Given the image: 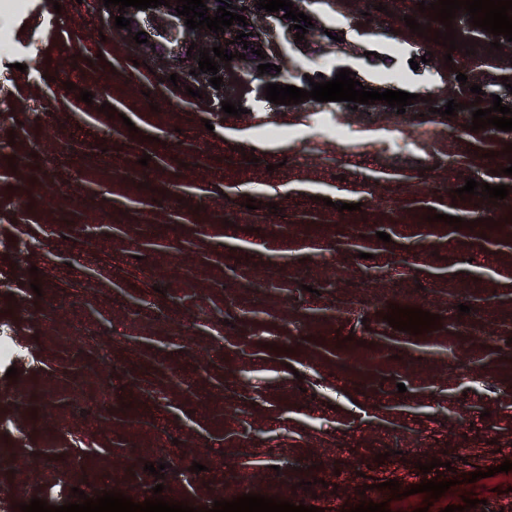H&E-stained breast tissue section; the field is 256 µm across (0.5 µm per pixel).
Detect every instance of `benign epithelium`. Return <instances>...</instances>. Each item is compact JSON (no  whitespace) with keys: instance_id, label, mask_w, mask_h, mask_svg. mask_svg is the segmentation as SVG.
Returning a JSON list of instances; mask_svg holds the SVG:
<instances>
[{"instance_id":"obj_1","label":"benign epithelium","mask_w":512,"mask_h":512,"mask_svg":"<svg viewBox=\"0 0 512 512\" xmlns=\"http://www.w3.org/2000/svg\"><path fill=\"white\" fill-rule=\"evenodd\" d=\"M232 2V5L243 7L249 6V10L237 11V14H241L246 17L248 25L243 27L238 22H233V25L225 29V33L221 36H216L215 33L205 28L189 29L185 26V17L177 15L174 6L177 5L176 0H170L171 9L167 10L164 17L157 19V23L149 27V30L154 36L164 39L168 42H182V43H197V48H213L219 44H229L228 52L233 53L238 51L246 54L243 59L234 58L229 63H220L218 68L217 76H224L227 68L231 67L244 68L247 62H259L261 58L251 53V49H261L264 56L271 54H278L287 45L294 43L296 39V30L290 27L292 20L283 18L285 14L284 10L277 12L268 13L265 10H259L254 7L256 0H223V2ZM244 31L249 34L247 40L251 41L248 45V49H243V46L238 44L230 43V40L234 39L237 35V31Z\"/></svg>"}]
</instances>
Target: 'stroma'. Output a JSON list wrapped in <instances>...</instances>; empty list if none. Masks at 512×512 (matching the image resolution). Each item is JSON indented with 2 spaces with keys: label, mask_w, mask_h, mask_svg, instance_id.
<instances>
[{
  "label": "stroma",
  "mask_w": 512,
  "mask_h": 512,
  "mask_svg": "<svg viewBox=\"0 0 512 512\" xmlns=\"http://www.w3.org/2000/svg\"><path fill=\"white\" fill-rule=\"evenodd\" d=\"M418 2L314 0L320 30L275 70L225 77L238 118L186 95H211L209 74L168 43H135L103 0L5 10L0 341L19 353L0 358L7 512L105 490L141 503L159 483L202 508L252 493L322 512L466 498L469 512H512V194L453 197L469 177L512 187V131H470L468 108L436 113L461 73L486 92L481 108L494 94L512 107V49L491 50L460 12L475 52H447L406 26L427 24ZM342 68L416 100L400 114L265 98L271 80L305 89ZM393 304L439 315L437 328L390 327ZM434 459L452 465L448 491L411 493L416 463Z\"/></svg>",
  "instance_id": "1"
}]
</instances>
